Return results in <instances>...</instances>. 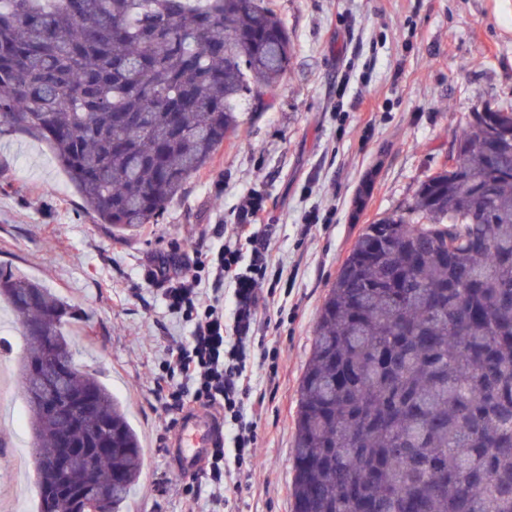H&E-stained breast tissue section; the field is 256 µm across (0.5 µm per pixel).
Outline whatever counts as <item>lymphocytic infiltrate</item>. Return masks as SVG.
Listing matches in <instances>:
<instances>
[{"label": "lymphocytic infiltrate", "mask_w": 512, "mask_h": 512, "mask_svg": "<svg viewBox=\"0 0 512 512\" xmlns=\"http://www.w3.org/2000/svg\"><path fill=\"white\" fill-rule=\"evenodd\" d=\"M262 197L243 194L235 222L224 245L212 254L208 267L195 257L182 255V272L170 276L168 259L151 270L152 279L164 282L163 299L169 310L192 325L187 339L169 344L153 375V391L162 411L184 416L194 407L220 411L226 434L209 449L201 478L214 508H221L239 490L232 480L233 466L252 464L256 457L259 408L250 406L253 386L247 371L260 325L261 302L274 297L282 282L284 266L272 247L265 224ZM248 266H241L243 254ZM231 287L230 298L217 292Z\"/></svg>", "instance_id": "f902f5d3"}]
</instances>
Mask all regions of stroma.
I'll use <instances>...</instances> for the list:
<instances>
[{
    "instance_id": "obj_1",
    "label": "stroma",
    "mask_w": 512,
    "mask_h": 512,
    "mask_svg": "<svg viewBox=\"0 0 512 512\" xmlns=\"http://www.w3.org/2000/svg\"><path fill=\"white\" fill-rule=\"evenodd\" d=\"M293 45L266 107L243 101L240 134L168 206L163 221L117 238L94 223L50 148L0 139V265L63 296L87 322L76 360L111 387L138 431L144 469L123 512H210L192 475L174 476V436L155 409L151 375L190 323L169 311L157 260L218 250L242 194L262 196L272 241L294 287L255 346L263 399L251 475L224 512H293L298 386L326 294L365 224L412 204L456 132L485 104L512 108V0H274ZM362 211L354 200L364 177ZM331 224L305 227L309 211ZM277 352L270 375L265 352ZM33 472L0 483V506L37 512Z\"/></svg>"
}]
</instances>
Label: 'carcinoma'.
<instances>
[{
	"instance_id": "carcinoma-1",
	"label": "carcinoma",
	"mask_w": 512,
	"mask_h": 512,
	"mask_svg": "<svg viewBox=\"0 0 512 512\" xmlns=\"http://www.w3.org/2000/svg\"><path fill=\"white\" fill-rule=\"evenodd\" d=\"M270 0H0V138L46 143L98 224H157L288 72ZM512 111H477L405 213L363 227L321 307L296 412L294 512H512ZM478 197L489 205L475 207ZM0 299L40 324L64 366L32 397L45 344L23 329L39 512H76L94 479L121 512L142 473L125 409L78 368L79 320L0 265ZM87 412L64 417L72 399ZM108 451L43 466L63 441Z\"/></svg>"
}]
</instances>
